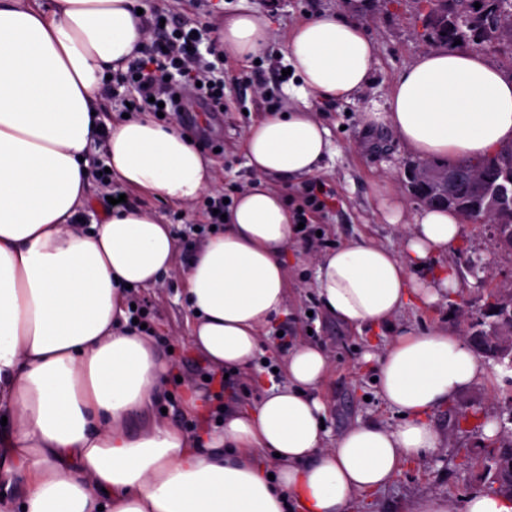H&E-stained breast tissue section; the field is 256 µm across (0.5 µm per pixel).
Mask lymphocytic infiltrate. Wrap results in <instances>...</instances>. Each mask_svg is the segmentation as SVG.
Returning a JSON list of instances; mask_svg holds the SVG:
<instances>
[{"instance_id":"obj_1","label":"lymphocytic infiltrate","mask_w":512,"mask_h":512,"mask_svg":"<svg viewBox=\"0 0 512 512\" xmlns=\"http://www.w3.org/2000/svg\"><path fill=\"white\" fill-rule=\"evenodd\" d=\"M211 24L173 26L162 37L148 39L139 58L117 73L109 95L123 93L131 113L177 114L188 100L209 109H224V54Z\"/></svg>"}]
</instances>
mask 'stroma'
Instances as JSON below:
<instances>
[{
  "mask_svg": "<svg viewBox=\"0 0 512 512\" xmlns=\"http://www.w3.org/2000/svg\"><path fill=\"white\" fill-rule=\"evenodd\" d=\"M242 3L267 18L275 49L247 63L225 53L223 111L199 112L190 120L191 137L215 163L212 189L216 192L228 187L244 190L253 179L244 150L249 126L268 116L270 105L282 112L298 105L288 89L300 81L286 72V40L297 23L317 16H347L362 23L377 45L376 71L360 94L347 101L309 100L313 116L330 133L333 152L315 175L330 198L306 232L295 235L287 251V316L262 330L260 352L252 366L229 372L224 381V405H254L261 395L256 380L262 372H273L276 383H286L282 366L288 345L306 340L319 346L329 359L317 394L327 406L325 443L330 446L356 420L383 426L400 421L378 396L374 382L384 338L357 334L329 316L316 295L314 277L316 260L330 245L362 238L397 249L398 228L386 222L381 204L393 193L403 198L407 210L418 204L406 188L413 155L389 129L367 128L363 115L385 107L396 76L426 50L424 20L415 0H385L377 11L370 0H153L152 5L181 23L215 22L230 17ZM270 92L275 95L271 101L266 98ZM128 203L170 224L183 247L181 259H188L198 240L194 229L205 221L199 204H174L135 189L130 190ZM445 260L457 273L454 294L448 300L406 310L395 319V326L466 333L488 289L512 285V253L497 246L487 222L468 221L465 240L450 248ZM132 299L143 309L149 339L165 352L170 372L161 402L147 414L131 415L126 423L129 432L137 433L150 418L167 419L191 436L204 428L220 427L221 411L210 410L202 418L184 404L186 388L209 397L214 387L205 380L210 371L207 361L190 344L191 315L181 280L170 278L159 287L137 290ZM368 352L373 355L369 361L364 358ZM485 368L489 382L475 385L431 415L432 422L448 434V444L425 460L403 465L385 489L363 498L361 512H411L416 497L424 493L440 495L448 499L453 512H463L469 495L488 491L491 476L484 468V457L494 440L485 434L484 421L499 422L512 412V371L490 361ZM464 410L479 414L465 431L457 426ZM461 448L469 451V465H462L457 455Z\"/></svg>",
  "mask_w": 512,
  "mask_h": 512,
  "instance_id": "stroma-1",
  "label": "stroma"
}]
</instances>
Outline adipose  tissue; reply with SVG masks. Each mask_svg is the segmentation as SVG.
<instances>
[{"mask_svg": "<svg viewBox=\"0 0 512 512\" xmlns=\"http://www.w3.org/2000/svg\"><path fill=\"white\" fill-rule=\"evenodd\" d=\"M135 2L0 0V415L9 423L0 512H354L358 495L384 489L403 462L443 447L431 411L486 379L460 334L397 328L377 382L400 422H356L332 448L315 394L329 360L305 342L288 352L287 384L265 387L256 406L225 409L222 430L192 438L154 420L125 430L129 413L160 399L168 371L129 325L131 289L180 276L194 348L212 366L249 367L261 329L285 312L295 232L271 182L310 177L332 152L327 128L302 109L254 122V179L184 267L152 213L117 208L83 223L106 77L126 71L148 37ZM273 40L247 7L223 22V47L240 61ZM286 48L302 97L350 99L376 65L374 40L350 18L300 23ZM364 121L424 160L485 157L512 146V75L475 52L427 50L395 78L387 110ZM105 163L125 185L182 205L215 181L186 135L146 112L113 127ZM385 209L401 230L398 250L350 241L315 272L326 312L379 333L408 307L452 293L456 273L439 258L465 228L453 211L424 205L406 223L401 202Z\"/></svg>", "mask_w": 512, "mask_h": 512, "instance_id": "adipose-tissue-1", "label": "adipose tissue"}]
</instances>
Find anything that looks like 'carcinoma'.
<instances>
[{
	"label": "carcinoma",
	"instance_id": "1",
	"mask_svg": "<svg viewBox=\"0 0 512 512\" xmlns=\"http://www.w3.org/2000/svg\"><path fill=\"white\" fill-rule=\"evenodd\" d=\"M434 23L426 26L422 37L429 44L455 45V40L468 39L481 44L491 39L512 41V19L501 20V14L512 10V0H427ZM480 8H475V3ZM512 166V149L501 150L478 161H462L448 170H469L472 175L459 180L455 197L448 208L469 215L474 212L491 223L496 238L512 235V218L500 220L496 213L484 208L486 193L504 185L507 166ZM510 426L502 427L506 441L492 450L485 459L486 470L493 473V482L512 486V416Z\"/></svg>",
	"mask_w": 512,
	"mask_h": 512
}]
</instances>
